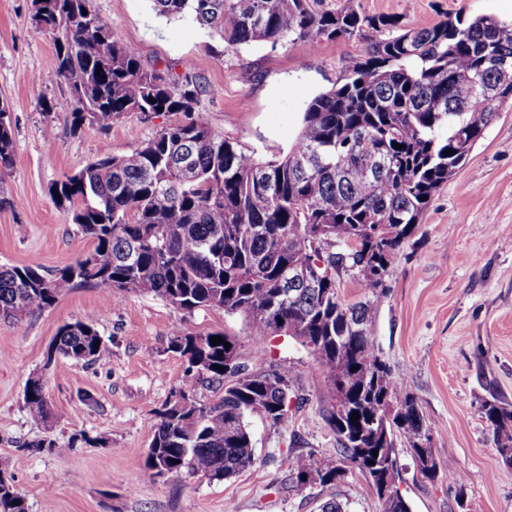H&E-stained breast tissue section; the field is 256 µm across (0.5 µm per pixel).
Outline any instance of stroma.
<instances>
[{
    "label": "stroma",
    "instance_id": "1",
    "mask_svg": "<svg viewBox=\"0 0 512 512\" xmlns=\"http://www.w3.org/2000/svg\"><path fill=\"white\" fill-rule=\"evenodd\" d=\"M369 15H395L428 27L462 15L512 22V0H357ZM112 23L114 39L135 46L144 65L205 87L195 115L257 156L287 151L308 100L335 86L363 55L348 39L310 48L298 41L254 42L216 52L211 31L189 17L158 16L151 0H90ZM32 0H0V104L11 118L16 163L0 173V266L53 275L91 251L50 192L63 175L106 156H129L179 112H129L111 127L73 131L69 113L45 114L66 92L49 65L51 37L31 20ZM376 341L395 376L431 425L437 460H453L463 485L419 474L398 446L397 488L411 512H512V466L499 458L483 400L512 402V106L503 105L464 164L436 193L416 233L385 278ZM93 317L105 353L92 364L48 363L67 323ZM188 335L233 334L250 370H288V419L280 427L249 419L256 462L227 481L197 473L158 477L146 466L149 424L172 396L192 387L201 404L221 394L188 384L186 363L171 346L173 328ZM41 376L52 415L33 422L24 404L29 377ZM334 389L300 342L273 336L254 356L243 316L209 309L187 313L134 295L107 302L98 287L63 289L44 310L0 320V473L10 476L28 512H319L334 499L347 512H378L367 478L348 468L334 484L287 479L290 457L336 452L326 415ZM55 450L24 453V442Z\"/></svg>",
    "mask_w": 512,
    "mask_h": 512
}]
</instances>
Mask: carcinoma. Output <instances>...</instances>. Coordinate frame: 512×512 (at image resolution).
<instances>
[{"label":"carcinoma","mask_w":512,"mask_h":512,"mask_svg":"<svg viewBox=\"0 0 512 512\" xmlns=\"http://www.w3.org/2000/svg\"><path fill=\"white\" fill-rule=\"evenodd\" d=\"M152 3L161 17L192 16L229 47L287 39L314 46L341 37L364 43V60L307 102L287 152L258 158L194 116L200 84L144 67L137 48L115 40L111 21L90 10L89 0H34L32 21L52 37L50 65L67 87L47 112L70 113L75 130L108 128L126 112H181L185 120L132 156L97 159L54 183L58 204L73 206L72 222L95 247L53 278L0 266V319L17 320L51 306L64 288L91 285L114 302L148 295L188 313L242 314L257 355L269 336L295 338L346 400L327 415L336 455L289 458V476L300 483L310 472L328 485L350 464L369 478L380 512H411L400 493H381L370 465L388 461L400 478L397 445L415 461L431 432L375 340L383 278L437 190L512 102V78H502L512 74V28L491 16H458L405 29L395 16L363 13L355 0L336 12L317 11L310 0ZM186 159L197 171L192 182L180 172ZM14 164L12 126L0 120V170ZM293 265L311 270L315 286L292 283ZM354 267L370 277H359L364 295L347 303L337 278ZM211 337L173 331L171 346L187 361L189 378L217 385L224 396L182 408L169 401L157 413L147 465L159 474L229 480L256 462L247 418L273 428L287 418L288 372L219 371L239 347L225 332L217 345ZM101 353L90 318L61 326L49 350L85 363ZM198 361L204 376L193 371ZM24 401L34 422L49 418L42 386L26 385ZM481 409L498 455L512 459V403L494 396ZM420 474L463 481L451 460ZM0 512H27L12 479L1 475Z\"/></svg>","instance_id":"carcinoma-1"}]
</instances>
